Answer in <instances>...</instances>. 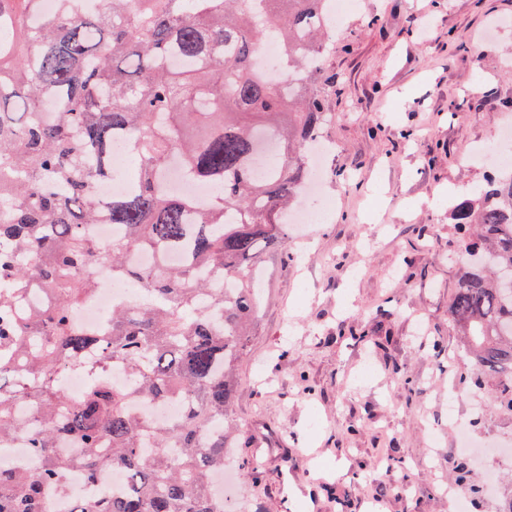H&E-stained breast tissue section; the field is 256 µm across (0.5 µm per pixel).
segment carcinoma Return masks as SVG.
Returning a JSON list of instances; mask_svg holds the SVG:
<instances>
[{
  "label": "carcinoma",
  "instance_id": "obj_1",
  "mask_svg": "<svg viewBox=\"0 0 512 512\" xmlns=\"http://www.w3.org/2000/svg\"><path fill=\"white\" fill-rule=\"evenodd\" d=\"M327 0H77L37 15L39 0H0V441L25 435L36 472L0 468V512H53L66 476L88 481L110 467L128 473L121 494L71 512H231L215 494L224 449L237 445L235 367L246 355L261 304L256 272L288 249L286 210L301 197L306 154L327 121L320 66ZM277 32L288 70L284 90L258 68L265 31ZM277 158L258 171V137ZM139 163L134 188L101 202L112 142ZM217 189L204 207L168 192L167 173ZM452 223L476 227L449 306L474 383L498 381L512 410V174H494L460 199ZM119 229L104 247L89 227ZM155 257L150 268L134 251ZM138 283L145 305L112 308L102 329L75 309L95 290V270ZM52 294L25 313L20 291ZM25 373L13 376L15 361ZM116 368L121 384L109 378ZM80 370L75 401L61 376ZM181 401L178 418L154 422L135 400ZM31 403L44 420L15 414ZM63 439L80 448L57 450Z\"/></svg>",
  "mask_w": 512,
  "mask_h": 512
}]
</instances>
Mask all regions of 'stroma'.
I'll list each match as a JSON object with an SVG mask.
<instances>
[{
    "label": "stroma",
    "mask_w": 512,
    "mask_h": 512,
    "mask_svg": "<svg viewBox=\"0 0 512 512\" xmlns=\"http://www.w3.org/2000/svg\"><path fill=\"white\" fill-rule=\"evenodd\" d=\"M357 3L323 58L327 176L299 204L328 218L267 256L237 368V512H448L457 424L512 446V411L495 380L463 383L448 319L463 260L455 192L512 154L497 137L512 123V0ZM475 148L483 161H465ZM489 469L493 496L468 512L512 500V464L488 462L476 482Z\"/></svg>",
    "instance_id": "stroma-1"
}]
</instances>
